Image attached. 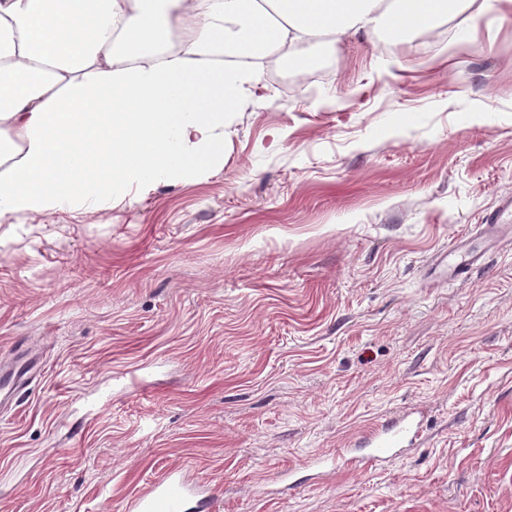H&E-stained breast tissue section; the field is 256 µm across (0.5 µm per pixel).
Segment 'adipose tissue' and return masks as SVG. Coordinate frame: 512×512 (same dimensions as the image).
<instances>
[{"instance_id":"ef3b65f1","label":"adipose tissue","mask_w":512,"mask_h":512,"mask_svg":"<svg viewBox=\"0 0 512 512\" xmlns=\"http://www.w3.org/2000/svg\"><path fill=\"white\" fill-rule=\"evenodd\" d=\"M512 0H0V219L112 201L218 157L242 57L383 33L398 43Z\"/></svg>"}]
</instances>
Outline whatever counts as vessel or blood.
Listing matches in <instances>:
<instances>
[{
	"instance_id": "b4317fda",
	"label": "vessel or blood",
	"mask_w": 512,
	"mask_h": 512,
	"mask_svg": "<svg viewBox=\"0 0 512 512\" xmlns=\"http://www.w3.org/2000/svg\"><path fill=\"white\" fill-rule=\"evenodd\" d=\"M490 226L512 224V195L501 197L497 206L483 218ZM436 263L446 264L458 273H467L477 267L481 256L477 252L459 248L441 252ZM36 364L25 358L20 372L8 374L0 380V392L14 397L24 386L25 375L34 373ZM419 420L410 413H401L381 427L371 430L363 445L368 448L370 463L383 464L390 457L414 446L420 438ZM211 496L207 491L194 488L180 471L171 469L154 480L140 496L127 503L125 512H208Z\"/></svg>"
}]
</instances>
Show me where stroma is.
<instances>
[{
    "label": "stroma",
    "mask_w": 512,
    "mask_h": 512,
    "mask_svg": "<svg viewBox=\"0 0 512 512\" xmlns=\"http://www.w3.org/2000/svg\"><path fill=\"white\" fill-rule=\"evenodd\" d=\"M255 64L187 178L0 222V512H122L171 468L212 512H512V11L472 35ZM483 251L468 278L434 265ZM422 410L384 466L306 462ZM483 223L490 226L512 224V195L501 197L498 205L483 218ZM23 364L20 369L22 370L19 374V371L9 373L6 377L3 378L2 389L0 384V394L1 391H4V396L7 398L14 397L21 388L25 385L24 376L27 374H32L36 370V362L33 361V357L22 358Z\"/></svg>",
    "instance_id": "stroma-1"
}]
</instances>
